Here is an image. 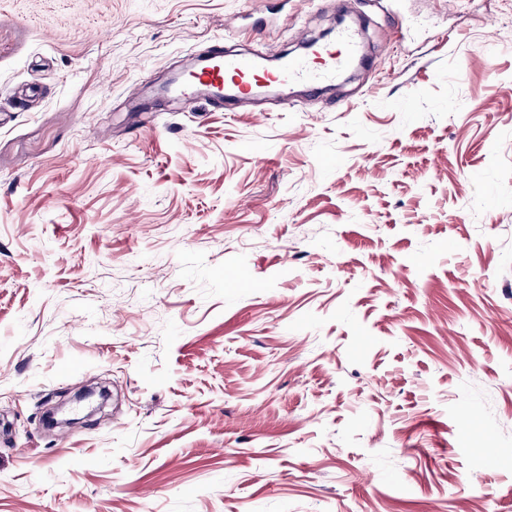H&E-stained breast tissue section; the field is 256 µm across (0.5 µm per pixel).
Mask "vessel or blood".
Instances as JSON below:
<instances>
[{
  "mask_svg": "<svg viewBox=\"0 0 512 512\" xmlns=\"http://www.w3.org/2000/svg\"><path fill=\"white\" fill-rule=\"evenodd\" d=\"M360 55L361 44L355 32L347 28L337 31L335 41L318 45L311 56L285 57L273 71L265 69L256 57L227 53L218 45L210 50L190 83H176L173 92L187 100L201 93L220 105L225 91L243 98L262 82L284 89L304 85L315 90L339 80Z\"/></svg>",
  "mask_w": 512,
  "mask_h": 512,
  "instance_id": "obj_1",
  "label": "vessel or blood"
}]
</instances>
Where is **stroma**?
<instances>
[{"mask_svg":"<svg viewBox=\"0 0 512 512\" xmlns=\"http://www.w3.org/2000/svg\"><path fill=\"white\" fill-rule=\"evenodd\" d=\"M341 1L327 93L156 96ZM0 512H512L503 0H0Z\"/></svg>","mask_w":512,"mask_h":512,"instance_id":"stroma-1","label":"stroma"}]
</instances>
